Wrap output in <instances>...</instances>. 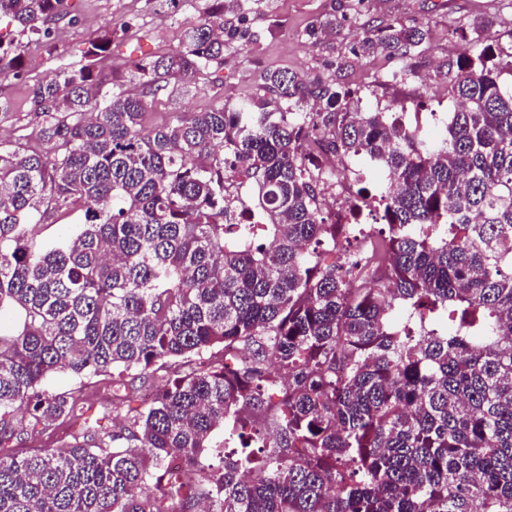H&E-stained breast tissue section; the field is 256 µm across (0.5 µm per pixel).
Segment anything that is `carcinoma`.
<instances>
[{"instance_id":"1","label":"carcinoma","mask_w":512,"mask_h":512,"mask_svg":"<svg viewBox=\"0 0 512 512\" xmlns=\"http://www.w3.org/2000/svg\"><path fill=\"white\" fill-rule=\"evenodd\" d=\"M248 10L218 0L179 49L140 58L139 95L54 72L30 98L47 151L0 142V312L24 313L0 333V512H512V83L496 40L449 83L458 108L432 137L279 69L234 108L145 127L147 95L249 42ZM65 15L66 0H0L49 53ZM426 35L368 28L358 54L401 60L397 82ZM21 68L0 38V79ZM320 149L389 175L374 193L358 179L388 226L379 276L336 271L347 225L322 208ZM55 212L83 229L39 248L29 226ZM156 366L176 378L146 407L113 385L123 430L13 451L81 411L41 389L52 372ZM227 423L237 448L216 467Z\"/></svg>"}]
</instances>
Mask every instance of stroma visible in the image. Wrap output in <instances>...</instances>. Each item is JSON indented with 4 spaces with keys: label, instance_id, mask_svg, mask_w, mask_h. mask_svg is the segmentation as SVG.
<instances>
[{
    "label": "stroma",
    "instance_id": "35a3bbf8",
    "mask_svg": "<svg viewBox=\"0 0 512 512\" xmlns=\"http://www.w3.org/2000/svg\"><path fill=\"white\" fill-rule=\"evenodd\" d=\"M69 14L53 26L56 49L45 52L33 37H22L24 73L0 82V140L27 149L37 146L39 124L29 112L34 83L53 71L90 64L91 41L111 34L108 58L100 68L110 84L129 88V67L139 58L176 50L185 28L202 22L212 0H67ZM253 36L247 46L225 56L224 65L197 80L190 92H161L149 100L145 124L155 127L190 112L234 105L254 88L264 69L285 68L319 75L351 91L362 109L396 105L405 111L451 112L445 87L472 56L478 44L475 30L486 25L498 41L500 62L512 61V0H252L247 15ZM336 22L335 31L312 44L304 29L319 19ZM395 23L420 27L427 37L412 62L413 73L403 82L386 81L397 60L366 58L353 53L365 27ZM132 386L139 396L156 393L169 379L165 370L142 379L135 372L110 371L81 377L67 371L49 376L44 384L53 393L77 397L94 427L112 432L120 419L112 411L114 379Z\"/></svg>",
    "mask_w": 512,
    "mask_h": 512
}]
</instances>
